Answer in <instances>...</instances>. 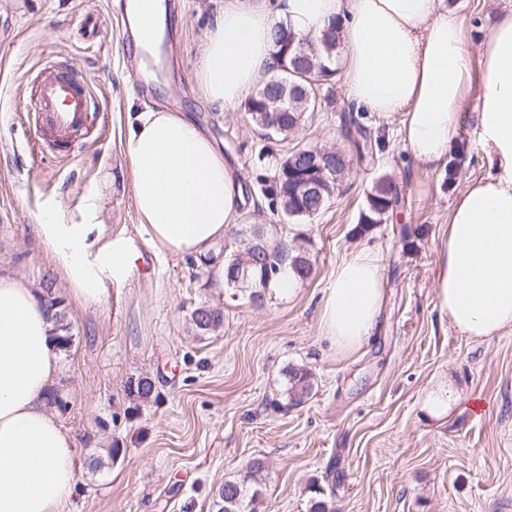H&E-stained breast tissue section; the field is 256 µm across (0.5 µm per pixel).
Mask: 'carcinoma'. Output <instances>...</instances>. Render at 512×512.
I'll use <instances>...</instances> for the list:
<instances>
[{"label": "carcinoma", "mask_w": 512, "mask_h": 512, "mask_svg": "<svg viewBox=\"0 0 512 512\" xmlns=\"http://www.w3.org/2000/svg\"><path fill=\"white\" fill-rule=\"evenodd\" d=\"M286 35L283 26L275 27L272 42L274 54L279 59V69L258 88L246 105L251 122L258 128L261 140L264 141L258 156L272 153L270 144H281L293 138L298 128L305 123L308 113L313 111L315 93L314 84L332 80L336 69L330 67L339 53L341 37L339 25L334 24L318 36L304 40L305 55L283 57L282 48L278 47L281 38ZM288 84V92H281V84ZM347 140L356 150L360 163L373 159L371 133L358 121H353L345 130ZM341 189V184L331 182L325 186L320 196H303L299 189V178L289 174L285 168V160L278 161L274 173L273 184L264 189L263 194L270 199V204L279 207L282 213L291 219H312L318 216ZM399 197L391 184L384 179L379 180L371 193L366 197V208L360 220L363 224H381L387 215L394 212ZM258 234L263 240V251H252L250 240ZM235 249L226 252L221 246L224 267L243 257L251 256L252 278L241 291L248 294L250 301L255 297L265 298V290L277 282L281 268L291 264L300 278L308 277L312 265L300 254H292L288 246L268 235L262 224H249L241 234L233 236ZM54 321L57 347L68 348L62 338L71 336L72 325L66 319L62 301L56 297L46 299ZM192 321L202 334H211L224 326V313L208 305H200L191 313ZM284 391L288 405L300 406L309 398L312 391V374L305 368L288 367L283 370ZM263 470L262 460L255 458L248 462L238 476L224 481L220 485L213 507L216 512H256L255 504L262 494L260 482Z\"/></svg>", "instance_id": "carcinoma-1"}]
</instances>
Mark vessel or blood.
<instances>
[{
	"label": "vessel or blood",
	"mask_w": 512,
	"mask_h": 512,
	"mask_svg": "<svg viewBox=\"0 0 512 512\" xmlns=\"http://www.w3.org/2000/svg\"><path fill=\"white\" fill-rule=\"evenodd\" d=\"M32 124L40 146L60 152L107 124L85 80L72 68L48 61L30 88Z\"/></svg>",
	"instance_id": "vessel-or-blood-1"
}]
</instances>
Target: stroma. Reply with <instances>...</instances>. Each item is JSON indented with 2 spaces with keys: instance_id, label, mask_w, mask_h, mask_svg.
<instances>
[{
  "instance_id": "obj_1",
  "label": "stroma",
  "mask_w": 512,
  "mask_h": 512,
  "mask_svg": "<svg viewBox=\"0 0 512 512\" xmlns=\"http://www.w3.org/2000/svg\"><path fill=\"white\" fill-rule=\"evenodd\" d=\"M472 42L512 0H445ZM177 49L168 73L142 95L127 70L130 37L108 18L109 0H0V274L62 298L73 325L59 352L56 414L76 439L75 491L64 512H212L224 480L262 459L257 512H512V333L481 342L449 328L433 288L437 249L448 235L457 190L486 178L471 135L435 169L416 167L402 140L404 115L364 113L378 145L353 164L342 194L312 220L292 223L261 194L282 146L259 157L244 107L226 112L200 91L196 69L224 0H176ZM103 37L81 30L88 16ZM90 80L111 114L102 131L71 153L43 154L27 119L28 84L44 57ZM331 102L309 113L296 141L349 149L342 120L351 107L344 74ZM173 103L221 146L251 197L239 223L303 248L311 275L293 294L270 288L262 305L207 280L201 263L159 251L139 230L123 148L127 116ZM391 178L399 204L364 224L366 197ZM103 205L89 213L94 199ZM90 225V240H126L143 267L112 286L102 306L80 308L34 231L45 216ZM368 249L382 263L386 301L380 326L355 354L337 357L320 333L318 311L337 264ZM224 311L221 332L197 333L190 313ZM308 369L313 389L299 406L282 394L285 367ZM155 385L142 400L130 385ZM447 390L448 414L433 418L428 397ZM119 457H112V449Z\"/></svg>"
}]
</instances>
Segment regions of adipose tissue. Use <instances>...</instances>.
I'll use <instances>...</instances> for the list:
<instances>
[{
    "mask_svg": "<svg viewBox=\"0 0 512 512\" xmlns=\"http://www.w3.org/2000/svg\"><path fill=\"white\" fill-rule=\"evenodd\" d=\"M141 2L130 10L131 30L145 49L162 41L165 9L163 0ZM333 21L348 99L370 112L404 113V145L420 169L435 168L472 128L488 174L449 208L436 256L437 305L462 335L489 341L512 330V7L474 53L464 19L444 0H224L196 70L202 94L234 109L276 67L275 26L308 36ZM124 151L149 241L178 260L209 258L244 203L216 142L185 113L149 110L130 117ZM35 231L82 307L105 303L108 281L127 274L126 244L88 242L87 225L49 216ZM209 267L223 283V260ZM385 299L375 253L360 250L337 264L319 316L337 356L372 335ZM53 335L37 292L0 275V512H63L73 493L75 437L46 401L58 370Z\"/></svg>",
    "mask_w": 512,
    "mask_h": 512,
    "instance_id": "adipose-tissue-1",
    "label": "adipose tissue"
}]
</instances>
